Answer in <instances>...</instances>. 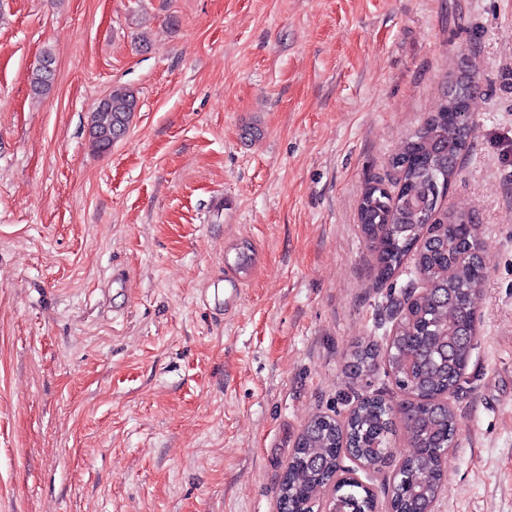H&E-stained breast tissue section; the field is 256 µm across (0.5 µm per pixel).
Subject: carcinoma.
Segmentation results:
<instances>
[{
  "label": "carcinoma",
  "mask_w": 512,
  "mask_h": 512,
  "mask_svg": "<svg viewBox=\"0 0 512 512\" xmlns=\"http://www.w3.org/2000/svg\"><path fill=\"white\" fill-rule=\"evenodd\" d=\"M50 52L30 76L34 94L46 95L54 79ZM478 85L463 95L445 94L439 107L392 158L395 190L385 194L374 180L359 203L361 231L376 254L377 277L391 279L407 256L421 290L395 304L399 322L381 351L359 346L350 355L358 379L383 363L397 388L410 400L395 408L378 395L359 399L344 419L319 414L304 427L281 481L279 502L293 512L329 491L356 512H370L374 494L357 480L334 479L341 456H353L368 468L390 455L393 418L399 414L410 443L402 470L389 485L395 512H428L441 491L440 451L456 435L451 406L444 396L460 389L472 345L458 342L476 330L474 298L485 278V244L479 225L466 212H449L441 200L457 174L472 123L470 102ZM138 107L134 88L117 85L90 113L92 147L103 138L127 133Z\"/></svg>",
  "instance_id": "cac0c4a2"
}]
</instances>
